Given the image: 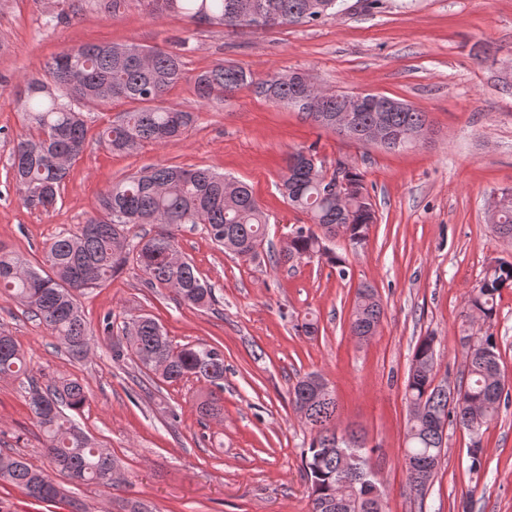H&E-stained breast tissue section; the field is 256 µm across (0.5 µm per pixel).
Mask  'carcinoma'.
Instances as JSON below:
<instances>
[{
    "label": "carcinoma",
    "mask_w": 512,
    "mask_h": 512,
    "mask_svg": "<svg viewBox=\"0 0 512 512\" xmlns=\"http://www.w3.org/2000/svg\"><path fill=\"white\" fill-rule=\"evenodd\" d=\"M338 0H145L152 16L174 13L197 26L219 25L228 30L253 27L260 16H275L280 26L313 23L336 13ZM87 4L116 16L127 0H87ZM187 39L177 38L166 48L134 43L94 42L79 46L70 57L64 50L47 65V78H31L17 88L14 97L28 121L29 133L20 138L11 156L12 177L23 204L47 211L59 198L68 174V163L84 147L87 125L82 106L121 101L129 108L99 133L113 152L128 153L144 143L165 145L179 139L193 122V113L163 105L168 91L183 79L181 51ZM242 87L267 101L291 104L320 127H327L296 101L297 85L288 74L257 78L236 65L218 64L196 75L193 89L202 103L221 101ZM392 136L390 149L403 148L418 140L429 124L427 113L411 106L386 113ZM341 174L354 187L348 205L336 208L327 187ZM208 168L185 169L157 165L136 173L107 189L98 199L96 215L74 233L56 238L33 265L17 255L0 251V293L26 306L52 334L60 337L69 353L83 355L90 337L77 304L76 294L107 282L126 264L142 271L151 288H172L178 299L199 307L213 303L214 289L183 259L171 263L175 228L202 224L219 246L242 258H254L267 234V221L251 190ZM282 187L290 204L306 214L309 223L297 226L281 250L278 261L299 263L314 256L324 257L346 277L345 259L329 247L336 239V226H343L354 248L366 241L376 212L362 176L350 167L337 168L329 175L323 167L286 168ZM149 224L153 232L138 244L126 248L128 225ZM494 232L512 240V193L502 205ZM512 288V262L492 267L471 289L466 316L484 322L496 314V298ZM383 310L375 289L360 283L355 287L350 332L370 337L381 323ZM476 349L466 354L467 381L459 383L453 395L434 384V341L426 336L416 344L405 383V397L411 407L407 421L404 459L442 458L444 426L455 424L468 431L470 470L481 467L480 431L499 415L501 404L512 395L500 371L496 337L479 333ZM135 358L144 368L166 382L194 378L224 387V352L216 347L172 344L162 326L143 315L132 321L126 343L112 348V358ZM26 364L9 333L0 329V376H18ZM323 383L318 374L298 379L292 390V404L313 437L305 452L310 512H335L330 504L347 501L345 512H385L384 494L378 492L379 508L369 509L361 498V484L341 485L336 456L325 448L335 442L339 405L333 391L316 395ZM85 387L68 379L45 390L29 387V407L45 436V452L57 475L69 483L112 485V468L117 460L102 450L85 433L69 412L86 402ZM350 463L360 480H369L365 443L361 434L347 432ZM0 480L26 491L37 500H54L65 495L63 484L21 456L0 452Z\"/></svg>",
    "instance_id": "cac0c4a2"
}]
</instances>
